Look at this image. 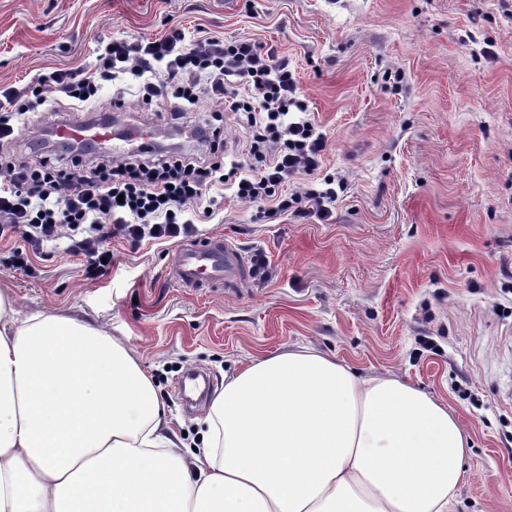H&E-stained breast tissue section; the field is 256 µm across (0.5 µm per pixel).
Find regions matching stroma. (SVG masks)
Returning <instances> with one entry per match:
<instances>
[{
    "label": "stroma",
    "instance_id": "obj_1",
    "mask_svg": "<svg viewBox=\"0 0 512 512\" xmlns=\"http://www.w3.org/2000/svg\"><path fill=\"white\" fill-rule=\"evenodd\" d=\"M250 39L287 58L318 132L321 166L288 190L347 189L321 220L225 197L200 238L224 237L241 274L186 288L170 270L183 242L113 240L112 268L84 273L65 241L14 266L0 240V289L25 313L69 314L123 339L154 376L186 443L205 407L178 380L216 387L238 364L309 346L363 376L390 374L448 401L472 450L456 512H512V0H0V90L94 63L100 43L169 29ZM125 75L85 111L42 105L22 137L95 119L124 98L119 128L188 146L211 110L173 118Z\"/></svg>",
    "mask_w": 512,
    "mask_h": 512
}]
</instances>
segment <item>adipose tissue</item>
<instances>
[{"instance_id":"adipose-tissue-1","label":"adipose tissue","mask_w":512,"mask_h":512,"mask_svg":"<svg viewBox=\"0 0 512 512\" xmlns=\"http://www.w3.org/2000/svg\"><path fill=\"white\" fill-rule=\"evenodd\" d=\"M187 447L126 343L0 291V512H453L446 400L311 347L224 377Z\"/></svg>"}]
</instances>
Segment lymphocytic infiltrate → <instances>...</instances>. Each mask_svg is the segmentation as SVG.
I'll return each mask as SVG.
<instances>
[{"label": "lymphocytic infiltrate", "instance_id": "f902f5d3", "mask_svg": "<svg viewBox=\"0 0 512 512\" xmlns=\"http://www.w3.org/2000/svg\"><path fill=\"white\" fill-rule=\"evenodd\" d=\"M127 73L139 78L141 97L171 96L183 112L223 103L251 130L246 162L226 161L223 130L211 122L192 130L200 152L142 147L121 162L74 144L52 150L41 140L0 166V233L20 234L34 245L69 239L85 259V273L102 276L110 270L105 260L113 239L139 246L192 235L215 219L218 198L228 189L244 203L272 202L280 214L304 199L319 206L335 202L331 186L280 194L288 178L318 169L325 141L296 95L287 62L248 39L190 42L174 28L145 43L114 42L83 74L58 70L5 89L0 147L17 143L18 116L62 100L80 108L97 95L100 81ZM228 170L234 178H225Z\"/></svg>", "mask_w": 512, "mask_h": 512}]
</instances>
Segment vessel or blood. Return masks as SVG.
Listing matches in <instances>:
<instances>
[{"label": "vessel or blood", "instance_id": "obj_1", "mask_svg": "<svg viewBox=\"0 0 512 512\" xmlns=\"http://www.w3.org/2000/svg\"><path fill=\"white\" fill-rule=\"evenodd\" d=\"M55 134L62 143L75 142L102 146L114 140L130 142L141 138L138 130L117 133L110 123L89 122L83 125H60ZM243 261L240 255L223 240L214 239L194 243L181 249L173 266L174 279L185 287L220 286L224 281L239 276Z\"/></svg>", "mask_w": 512, "mask_h": 512}]
</instances>
